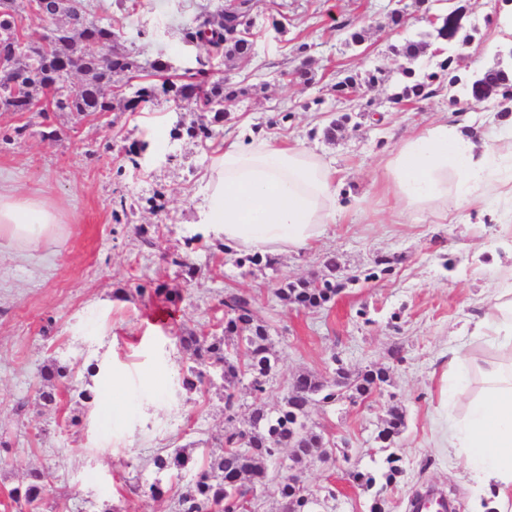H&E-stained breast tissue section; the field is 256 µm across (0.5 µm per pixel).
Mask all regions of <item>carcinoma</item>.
I'll return each mask as SVG.
<instances>
[{
	"label": "carcinoma",
	"mask_w": 512,
	"mask_h": 512,
	"mask_svg": "<svg viewBox=\"0 0 512 512\" xmlns=\"http://www.w3.org/2000/svg\"><path fill=\"white\" fill-rule=\"evenodd\" d=\"M82 6L88 28L60 37L53 54L38 56L26 43L14 46L13 67L0 70V112H28L29 104L40 101L48 88L55 90L56 98L53 105L36 109L41 117L50 112L95 114L116 109L134 112L157 100L158 93L172 92L177 98L193 101L199 111L212 113L213 121L218 122L228 112L225 104L248 94V89L228 77L210 79L211 62L207 58L198 60V73L184 83H164L159 89L152 84L143 85L117 101L112 99L108 91L112 90L114 78L147 68L159 71L164 63L159 58L144 62L136 59L116 43L113 17L92 15V6L87 0ZM255 7L253 0H244L237 12L226 15L221 6L217 17H208L184 29L183 39L207 46L209 56L222 55L227 60L244 58L250 55L253 42L241 34V30L252 28L251 14ZM465 18V6L458 4L451 15L440 12L433 17L426 16L425 29L416 38H405L390 45L394 57L412 63L427 55L435 60L434 68L416 70L402 66L392 72L375 67L364 78L346 71L334 85L336 96L351 101L360 95L363 85H383L396 73L398 91L392 94L391 101L400 104L433 95L437 83L446 78L448 85L461 87V95L450 99L451 106L458 111L467 112L479 104L494 101L500 117L511 116L512 67H506L505 63L512 61V47L498 45L493 51L492 63L461 72L466 59L464 49L474 40L473 33L466 28ZM62 58L88 76L84 84L71 91L65 90L71 73L60 65ZM350 121V113L336 114L323 129L324 139L336 140L349 127ZM276 263L275 257L258 253L246 254L239 260V266L249 269L273 270ZM322 264V274L317 277L280 282L276 289L278 298L298 309H322L335 300L346 284L359 280L356 275L344 274V267L334 253L326 254ZM176 342L189 361L182 377L183 389L190 393L200 391L204 384L212 382L211 374H219L224 382V410L230 413L229 419H238V425L223 435L219 451L204 450L200 458L185 447L164 448L156 453L152 463L157 472L168 476V482L154 479L148 484L149 495L156 500H172L175 512H246V496L273 482L284 512H328L329 502L336 498L333 489H326L322 495L310 492L304 496L296 490L288 474L269 475L270 464L290 448L291 469L300 476L311 459H323L327 454L324 439L311 418L315 403L330 406L342 400L355 403L368 398L390 382V368L383 366L375 371L355 372L343 365L333 380L304 372L293 378L275 408H267L264 398L275 378L278 357L269 324L260 316L255 298L240 291L231 293L222 334L182 332L176 336ZM39 377L38 399L45 405L55 404L64 392L87 407L95 403L94 393L75 384L73 371L55 359L42 366ZM245 379L253 402L248 413L239 419L234 397ZM404 428L402 412L396 406L390 410L382 432L396 440ZM194 469L197 473L193 480L179 485L183 474ZM402 475L400 457L392 452L381 467L366 473L353 472L350 477L370 493L369 512H385L384 492ZM51 484L49 471L35 470L30 473L27 484L11 490L10 497L23 503L28 512H43Z\"/></svg>",
	"instance_id": "cac0c4a2"
}]
</instances>
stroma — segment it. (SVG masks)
I'll list each match as a JSON object with an SVG mask.
<instances>
[{
    "instance_id": "stroma-1",
    "label": "stroma",
    "mask_w": 512,
    "mask_h": 512,
    "mask_svg": "<svg viewBox=\"0 0 512 512\" xmlns=\"http://www.w3.org/2000/svg\"><path fill=\"white\" fill-rule=\"evenodd\" d=\"M216 4L100 0L102 11L120 22L121 44L140 58L169 62L166 75L137 77L157 85L183 79L205 56V46L184 42L183 29ZM392 6V0H259L254 57L212 61L217 75L247 90L216 124L191 101L163 98L138 112H57L46 119L0 112V187L47 201L62 225L60 239L26 251L0 240V512H20L9 493L35 468L52 471L49 497L66 501L70 512H101L107 504L122 512H173L170 502L142 492L155 476L151 457L161 448L213 440L225 429L221 379L206 393H187L181 384L187 360L173 334L211 331L231 290L255 296L271 325L279 364L268 407L277 406L296 374H325L334 354L354 371L391 368L389 384L368 401L313 409L336 449L334 461L305 469L311 490L335 481V512H367L369 495L348 473L382 465L386 453L377 434L395 404L406 422L397 448L404 475L387 491V512H411L413 491L425 486L443 490L457 512H471L464 464L440 447L439 436L463 415L477 383L469 381L450 404L440 387L449 352L470 366L496 356L471 330L497 283L512 278V252L498 245L506 226L477 214L461 224L391 221L379 181L385 154L451 112L446 90L392 104L393 82L364 89V114L337 98V71L397 69L392 36L375 26ZM491 11L490 0H468L467 21L479 29L467 49L470 68L492 57L499 32L486 22ZM345 20L367 28L364 42L347 43L339 28ZM303 43L310 46L304 56L296 52ZM303 62L310 85L280 80L281 71ZM339 111L357 115L358 126L326 141L322 129ZM203 122L211 123L212 138H189L187 128ZM247 124L302 142L331 162L341 194L363 202L343 210L307 249L278 254L275 269L252 275L237 264L240 250L194 235L212 157ZM134 143L145 147L137 169L126 160ZM122 200L128 209L121 214ZM329 251L359 282L315 311L275 296L280 281L319 273ZM185 252L196 269L190 281L169 263ZM379 256L392 260V270L373 279ZM145 282L155 294H136ZM396 348L404 357L399 364L391 357ZM51 359L66 363L78 385L96 392L94 407L38 402V370ZM94 362L127 375L128 389L114 391L101 375L88 374Z\"/></svg>"
}]
</instances>
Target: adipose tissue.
Listing matches in <instances>:
<instances>
[{
	"instance_id": "adipose-tissue-1",
	"label": "adipose tissue",
	"mask_w": 512,
	"mask_h": 512,
	"mask_svg": "<svg viewBox=\"0 0 512 512\" xmlns=\"http://www.w3.org/2000/svg\"><path fill=\"white\" fill-rule=\"evenodd\" d=\"M384 179L393 222L425 213L458 221L477 209L511 224L512 133L483 138L464 121L434 123L390 151ZM337 214L329 162L251 130L213 157L199 232L254 253L297 251L324 234ZM55 231L45 201L0 190V239L31 248ZM472 333L512 353V281L500 285ZM479 372V392L443 442L477 488L472 512H512V364L491 359Z\"/></svg>"
}]
</instances>
